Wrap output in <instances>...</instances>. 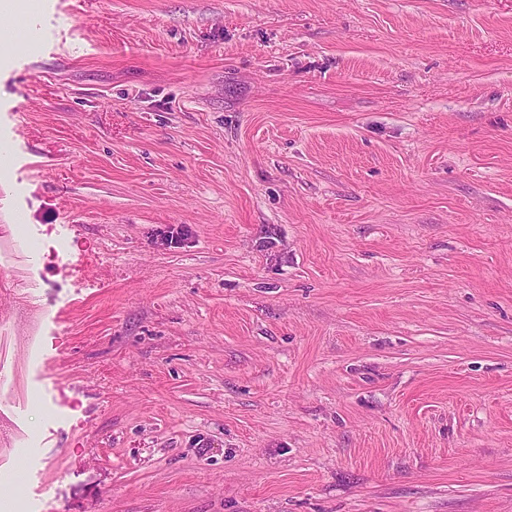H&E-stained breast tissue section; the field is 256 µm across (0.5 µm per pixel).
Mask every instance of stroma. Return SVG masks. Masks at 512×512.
Listing matches in <instances>:
<instances>
[{"label":"stroma","mask_w":512,"mask_h":512,"mask_svg":"<svg viewBox=\"0 0 512 512\" xmlns=\"http://www.w3.org/2000/svg\"><path fill=\"white\" fill-rule=\"evenodd\" d=\"M31 2L0 512H512V0Z\"/></svg>","instance_id":"stroma-1"}]
</instances>
